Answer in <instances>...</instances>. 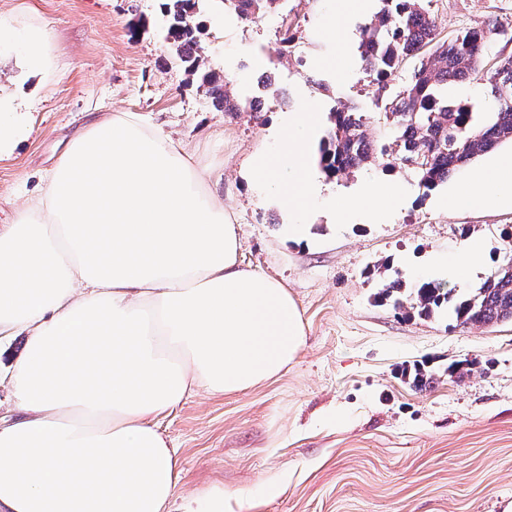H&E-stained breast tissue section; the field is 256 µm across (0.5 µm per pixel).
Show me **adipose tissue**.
I'll list each match as a JSON object with an SVG mask.
<instances>
[{"label": "adipose tissue", "instance_id": "ef3b65f1", "mask_svg": "<svg viewBox=\"0 0 512 512\" xmlns=\"http://www.w3.org/2000/svg\"><path fill=\"white\" fill-rule=\"evenodd\" d=\"M35 74L51 35L0 20V47ZM323 113L281 118L248 167L278 195L289 241L308 242L322 177L309 146ZM396 181L338 195L336 218H388ZM512 203V163L462 178L446 208ZM236 226L180 141L130 112L91 123L35 201L0 227V340L25 352L0 384L20 419L0 425V512H169L176 451L158 428L190 394L232 395L277 377L305 330L280 281L241 268Z\"/></svg>", "mask_w": 512, "mask_h": 512}]
</instances>
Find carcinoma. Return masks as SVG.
Masks as SVG:
<instances>
[{"instance_id":"carcinoma-1","label":"carcinoma","mask_w":512,"mask_h":512,"mask_svg":"<svg viewBox=\"0 0 512 512\" xmlns=\"http://www.w3.org/2000/svg\"><path fill=\"white\" fill-rule=\"evenodd\" d=\"M224 10L242 19L277 11L279 0H220ZM424 0H384L386 8L360 29L359 51L364 73L384 92L407 57L430 47L437 62L422 59L402 89L386 98L385 118L396 130L388 144L363 147L367 138L363 112L340 109L332 113L333 126L320 148V164L336 177L368 163L387 167L409 164L419 185L430 190L462 167L496 146L512 140V57L491 55V28H473L440 36L438 17L423 7ZM167 40L176 48L184 71L196 78L219 106L229 103L224 79L201 67L195 0H165ZM296 33L281 24L275 43L278 54L290 48ZM485 81L497 100L495 112H473L448 99V84ZM379 295L402 307L401 279L378 269ZM441 308L450 310L457 325L512 321V273L494 265L481 285L458 293L427 282L416 289L411 309L428 317ZM480 365L473 360L453 361L444 374L458 380Z\"/></svg>"}]
</instances>
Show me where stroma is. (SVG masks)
<instances>
[{
  "instance_id": "obj_1",
  "label": "stroma",
  "mask_w": 512,
  "mask_h": 512,
  "mask_svg": "<svg viewBox=\"0 0 512 512\" xmlns=\"http://www.w3.org/2000/svg\"><path fill=\"white\" fill-rule=\"evenodd\" d=\"M329 0H281L296 30L289 53L274 51L271 15L241 22L219 0H199L201 56L246 103L258 69L270 70L261 112L217 108L178 65L166 38L161 0H0V19L46 27L52 70L41 78L0 62V92L27 112L29 134L0 156V225L35 197L69 140L96 117L131 112L181 139L237 226L244 268L287 286L302 315L306 341L274 380L224 397H189L159 429L176 448L180 480L171 512L219 487L224 512H512V322L459 326L380 300L374 266L397 269L407 287L418 271L457 291L474 289L502 251L512 204L448 211L450 185L420 187L410 167L374 163L325 178L323 196L368 180L393 179L405 196L381 223L337 220L316 210L310 243L288 239L279 203L248 189L249 158L268 147L285 111L367 113L370 141L392 132L384 102L359 62V26L382 9L372 0L361 20L324 24ZM444 31L496 22L493 51L512 55V0H429ZM481 242L485 261L468 279L435 260L465 239ZM485 370L464 381L443 372L455 360ZM436 370L414 388L404 372Z\"/></svg>"
}]
</instances>
